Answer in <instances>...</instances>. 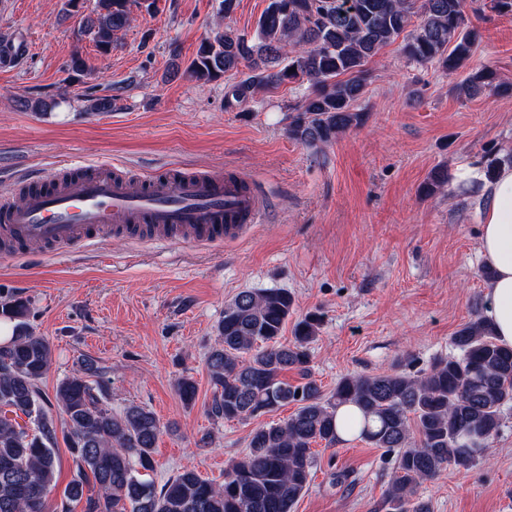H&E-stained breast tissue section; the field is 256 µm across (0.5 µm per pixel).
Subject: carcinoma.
Returning a JSON list of instances; mask_svg holds the SVG:
<instances>
[{
  "mask_svg": "<svg viewBox=\"0 0 512 512\" xmlns=\"http://www.w3.org/2000/svg\"><path fill=\"white\" fill-rule=\"evenodd\" d=\"M133 0H64L62 12L82 16L84 32L107 54L117 32L131 22ZM467 0H270L253 35L233 29L199 44L187 71L211 81L244 64L246 78L224 85V107L242 105L261 89L307 82L310 92L293 108L288 137L320 147L364 124L357 103L369 78L368 62L409 25L404 55L444 73L462 68L480 43ZM512 96V83L491 69L470 74L458 93L485 89ZM294 296L283 289L242 290L224 306L217 339L207 356L213 395L208 413L244 420L297 404L279 423L252 431L246 453L215 483L186 470L157 485L153 457L163 431L144 407L117 413L108 405L110 381L83 359L57 384L54 401L40 383L53 360L50 343L25 321L29 303L0 301L12 336L0 343V512H48L57 490V433H63L76 474L61 492L60 512H293L309 485L312 446L344 442L341 431L375 448L399 450L386 512H430L417 487L447 467L469 471L488 459L512 403V347L501 344L492 323L478 315L451 343L459 355L435 360L411 375L397 370L344 375L323 394L312 378L311 349L322 317L309 313L294 325L293 341L280 342ZM293 369L300 381L284 373ZM187 406L197 386L175 381ZM60 417H55L52 408ZM24 416L33 430L22 427Z\"/></svg>",
  "mask_w": 512,
  "mask_h": 512,
  "instance_id": "cac0c4a2",
  "label": "carcinoma"
}]
</instances>
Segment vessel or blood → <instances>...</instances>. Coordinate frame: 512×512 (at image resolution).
Masks as SVG:
<instances>
[{"mask_svg":"<svg viewBox=\"0 0 512 512\" xmlns=\"http://www.w3.org/2000/svg\"><path fill=\"white\" fill-rule=\"evenodd\" d=\"M246 181L220 170L132 177L111 166L89 175L33 176L21 203L0 201V244L17 257L49 258L110 234L143 243L233 241L265 211Z\"/></svg>","mask_w":512,"mask_h":512,"instance_id":"b4317fda","label":"vessel or blood"}]
</instances>
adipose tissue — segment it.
Segmentation results:
<instances>
[{
	"mask_svg": "<svg viewBox=\"0 0 512 512\" xmlns=\"http://www.w3.org/2000/svg\"><path fill=\"white\" fill-rule=\"evenodd\" d=\"M460 178L480 188L481 254L495 272L484 316L500 343L512 346V165L501 166L490 180L476 168L463 170Z\"/></svg>",
	"mask_w": 512,
	"mask_h": 512,
	"instance_id": "obj_1",
	"label": "adipose tissue"
}]
</instances>
